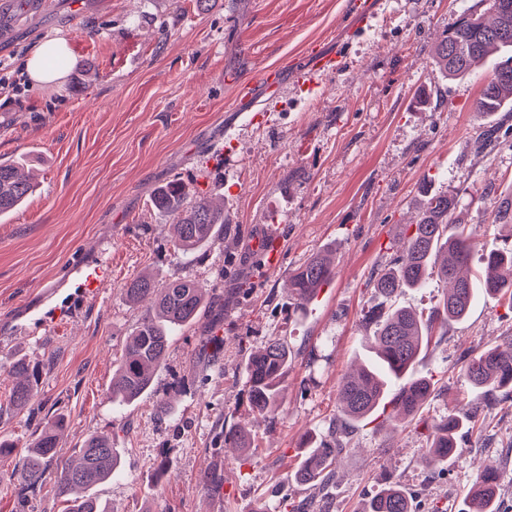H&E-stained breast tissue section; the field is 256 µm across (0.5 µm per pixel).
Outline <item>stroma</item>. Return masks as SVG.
<instances>
[{
  "instance_id": "1",
  "label": "stroma",
  "mask_w": 512,
  "mask_h": 512,
  "mask_svg": "<svg viewBox=\"0 0 512 512\" xmlns=\"http://www.w3.org/2000/svg\"><path fill=\"white\" fill-rule=\"evenodd\" d=\"M7 2L8 75L47 35L65 39L72 57L56 82L20 95L0 84V159L39 174L25 204L0 216V403L13 392L15 359L38 376L27 409L0 414V440L19 448L0 457V512H65L54 467L32 488L18 477L36 424L58 413L69 421L59 457L87 435H111L119 471L93 493L113 512H290L310 499L321 512H361L394 482L414 512H460L487 465L501 472L499 512H512V389H474L465 372L474 350L512 336V311L486 295L414 363L412 375L438 380L421 420L392 425L381 412L359 424L343 439L328 497L289 479L303 437L327 439L342 378L370 355L372 282L426 196H455L472 233V278L485 274L483 252L512 233L493 224L512 193V112L474 110L498 58L451 80L432 56L444 31L485 4L363 0L360 15L354 0ZM317 53L336 57L338 70L304 84ZM266 69L280 93L259 84ZM491 125L496 145L478 150ZM227 154L239 162L230 172ZM173 179L223 204L227 219L223 235L187 254L172 249L173 215L152 205ZM323 250L336 255L335 277L297 306L288 278ZM104 259L111 280L97 302H82L79 269ZM146 273L190 277L223 304L176 331L152 388L123 404L112 373L146 306L121 291ZM64 306L76 317L43 321ZM273 336L290 351L278 407L254 425L250 452L225 447V431L251 418L248 358ZM461 409L481 433H460L447 464L425 466L428 423ZM215 474L216 492L207 488Z\"/></svg>"
}]
</instances>
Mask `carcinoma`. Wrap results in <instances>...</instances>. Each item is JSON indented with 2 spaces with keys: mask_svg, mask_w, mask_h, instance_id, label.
Returning a JSON list of instances; mask_svg holds the SVG:
<instances>
[{
  "mask_svg": "<svg viewBox=\"0 0 512 512\" xmlns=\"http://www.w3.org/2000/svg\"><path fill=\"white\" fill-rule=\"evenodd\" d=\"M487 4L492 21L475 12L465 14L453 29L439 41L433 55L435 63L451 78L471 73L473 67L493 51H512V0L508 6ZM512 110V56L498 63L475 105V111L491 115ZM33 184L20 165L0 162V215L23 203ZM153 206L176 216L173 224L176 252H189L212 238L216 228L225 224L224 206L215 205L207 195L193 192L182 182L173 180L162 186L152 199ZM455 200L450 195H432L423 203L414 224L403 231L402 255L395 266L379 275L374 283L382 301L364 317L371 336L374 357L358 366L342 381L338 391L341 422L348 430L368 418L384 402L387 389L395 379L404 377L414 365L423 347L429 344L435 328L464 319L479 292L505 299L512 311V244L490 250L483 260L485 278L470 279L472 257L471 233L455 217ZM495 221L512 229V196L501 198L495 210ZM334 275L333 263L326 252L311 255L289 277L293 300L303 305L311 300ZM445 285L442 302L429 313L416 312L395 304L404 289L425 288L433 280ZM123 296L130 303L147 299L150 308L131 332L112 378V399L127 403L139 399L153 383L164 365L172 334L200 318L218 298L205 296L204 289L186 277L158 283L152 277L139 275L126 282ZM287 343L268 339L248 359V398L258 424L274 412L280 394L282 377L288 367ZM12 373L19 377L7 406L21 412L37 392L36 380L29 365L16 360ZM466 374L475 388L504 387L512 382V338L507 346L488 345L476 352L466 365ZM432 392L425 377L411 378L401 386L391 403L403 420L422 413ZM66 423L64 415L37 425L27 456L22 461L21 480L35 486L42 481L45 467L56 465L55 485L59 496L66 497L72 488L91 489L110 479L119 463L112 439L104 434L86 437L78 448L76 459L55 460L58 437ZM475 427L469 412L451 413L436 423L431 433L427 462H448L457 450L456 437L463 429ZM249 433L244 426L229 428L224 445L249 447ZM341 449L318 445L310 450L294 472L295 481L324 486L334 479L336 458ZM499 475L486 469L467 496L461 512H496ZM68 512H112L91 495L73 501ZM362 512H413L404 489L397 483L385 486L370 498Z\"/></svg>",
  "mask_w": 512,
  "mask_h": 512,
  "instance_id": "obj_1",
  "label": "carcinoma"
}]
</instances>
